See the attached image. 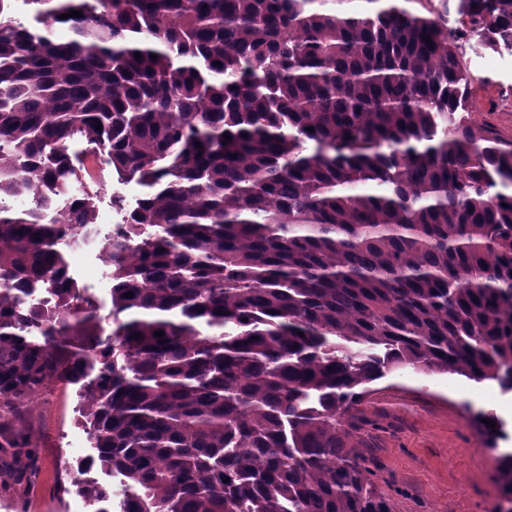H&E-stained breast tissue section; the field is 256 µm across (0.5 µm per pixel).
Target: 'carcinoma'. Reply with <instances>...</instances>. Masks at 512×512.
<instances>
[{"label": "carcinoma", "mask_w": 512, "mask_h": 512, "mask_svg": "<svg viewBox=\"0 0 512 512\" xmlns=\"http://www.w3.org/2000/svg\"><path fill=\"white\" fill-rule=\"evenodd\" d=\"M20 2L34 23L0 0V412L95 373L82 417L119 512H394L344 427L369 385L512 389V141L465 115L448 26L428 0ZM459 13L512 47V0ZM75 138L144 188L102 241L105 317L42 220L67 197L73 244L98 235ZM38 458L0 422L1 490Z\"/></svg>", "instance_id": "cac0c4a2"}]
</instances>
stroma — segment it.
<instances>
[{
	"label": "stroma",
	"mask_w": 512,
	"mask_h": 512,
	"mask_svg": "<svg viewBox=\"0 0 512 512\" xmlns=\"http://www.w3.org/2000/svg\"><path fill=\"white\" fill-rule=\"evenodd\" d=\"M462 70L470 82L473 121L494 124L512 140V56L487 64L476 40L456 41ZM140 189L107 177L95 200L96 222L108 234L120 221L114 201L133 199ZM99 244L67 249L69 272L91 289L101 307L110 304L109 278L98 260ZM78 386L55 385L39 393L15 420L39 446L40 480L27 503L0 491V512H93L83 499L63 500L56 487L57 456L76 462L93 445L76 413ZM492 413L501 425L487 443L473 417ZM358 453L374 470V480L395 512H495L501 498L498 456L512 450V390L496 382L476 383L450 374L402 369L373 386L352 418Z\"/></svg>",
	"instance_id": "35a3bbf8"
}]
</instances>
